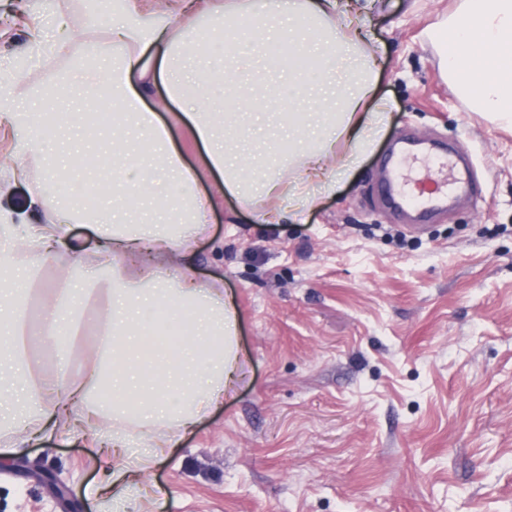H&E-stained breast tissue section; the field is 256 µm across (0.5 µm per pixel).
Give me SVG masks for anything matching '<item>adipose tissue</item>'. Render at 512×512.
I'll return each instance as SVG.
<instances>
[{"label": "adipose tissue", "mask_w": 512, "mask_h": 512, "mask_svg": "<svg viewBox=\"0 0 512 512\" xmlns=\"http://www.w3.org/2000/svg\"><path fill=\"white\" fill-rule=\"evenodd\" d=\"M74 10L59 0L26 54L0 58V128L14 137L0 156V277L23 296L0 319V461L65 420L119 458L100 505L129 512L146 495L126 463L133 449L148 463L164 455L240 378L234 306L187 263L217 198L255 207L262 224L298 218L314 185L335 189L372 149L391 103L374 95L375 54L343 0H101L106 26L78 39L64 30ZM424 34L456 89L512 115V0H459ZM59 58L54 83L32 84ZM160 82L165 96L147 107ZM65 87L78 106L49 111ZM167 110L201 148L200 167L173 145ZM70 132L105 170L111 206L72 188V158L52 153ZM20 183L28 210L4 208ZM74 224L99 245L58 265ZM45 267L48 283L35 278ZM105 275V302L86 296L72 316L79 279Z\"/></svg>", "instance_id": "1"}]
</instances>
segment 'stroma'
Returning a JSON list of instances; mask_svg holds the SVG:
<instances>
[{
    "instance_id": "stroma-1",
    "label": "stroma",
    "mask_w": 512,
    "mask_h": 512,
    "mask_svg": "<svg viewBox=\"0 0 512 512\" xmlns=\"http://www.w3.org/2000/svg\"><path fill=\"white\" fill-rule=\"evenodd\" d=\"M457 0H374L364 30L393 103L373 151L300 221L225 199L191 256L237 311L241 379L174 442L145 512H512V122L473 111L423 29ZM53 0H0V53L26 48ZM430 142L409 183L462 147L473 193L415 230L381 186L399 139ZM20 457L82 503L105 460L87 433ZM0 512H62L0 468Z\"/></svg>"
}]
</instances>
